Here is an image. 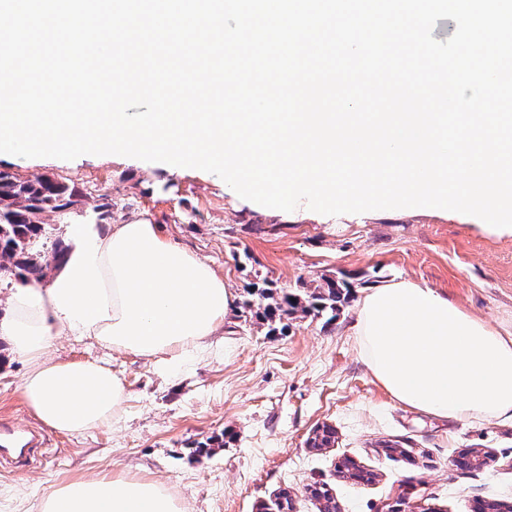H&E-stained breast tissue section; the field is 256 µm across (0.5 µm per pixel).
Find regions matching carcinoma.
Segmentation results:
<instances>
[{"label":"carcinoma","instance_id":"cac0c4a2","mask_svg":"<svg viewBox=\"0 0 512 512\" xmlns=\"http://www.w3.org/2000/svg\"><path fill=\"white\" fill-rule=\"evenodd\" d=\"M79 204L69 188L51 178L22 180L0 171V280L24 279L43 282L63 256L64 240L49 236L50 225L43 217L55 213L63 218ZM349 276L324 278L305 296L270 287L249 289L250 299L243 303V313L270 325L282 324L298 312L336 319L350 298Z\"/></svg>","mask_w":512,"mask_h":512}]
</instances>
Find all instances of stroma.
<instances>
[{"label":"stroma","mask_w":512,"mask_h":512,"mask_svg":"<svg viewBox=\"0 0 512 512\" xmlns=\"http://www.w3.org/2000/svg\"><path fill=\"white\" fill-rule=\"evenodd\" d=\"M0 168L50 176L80 198L76 224L148 218L206 260L244 302L248 288L307 292L351 274L333 323L295 314L287 330L232 314L208 354L168 372L156 360L110 353L94 340L57 338L55 357L108 361L127 399L117 424L82 434L48 431L29 466L0 463V512H40L44 495L97 476L152 478L185 512H259L287 491L290 512H319L311 487L331 489L341 512H471L473 500L512 504V421L437 419L395 401L361 359L353 333L363 292L408 280L448 296L468 315L512 332V234L479 218L424 209L287 219L224 191L223 180L119 155L33 158ZM25 364L0 349V420L36 426L20 393ZM336 445L314 449V428ZM223 436L209 454L197 443ZM373 473L340 477L341 459Z\"/></svg>","instance_id":"35a3bbf8"}]
</instances>
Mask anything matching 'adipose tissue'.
I'll list each match as a JSON object with an SVG mask.
<instances>
[{
	"instance_id": "ef3b65f1",
	"label": "adipose tissue",
	"mask_w": 512,
	"mask_h": 512,
	"mask_svg": "<svg viewBox=\"0 0 512 512\" xmlns=\"http://www.w3.org/2000/svg\"><path fill=\"white\" fill-rule=\"evenodd\" d=\"M65 257L43 284L17 282L0 338L27 370L31 414L61 433L118 420L127 390L106 361L50 358L61 336L178 367L203 353L235 296L206 261L149 220L67 228ZM363 361L398 402L455 421L512 419V336L433 288L389 282L364 292L353 325ZM41 512H184L161 483L94 477L54 488Z\"/></svg>"
}]
</instances>
